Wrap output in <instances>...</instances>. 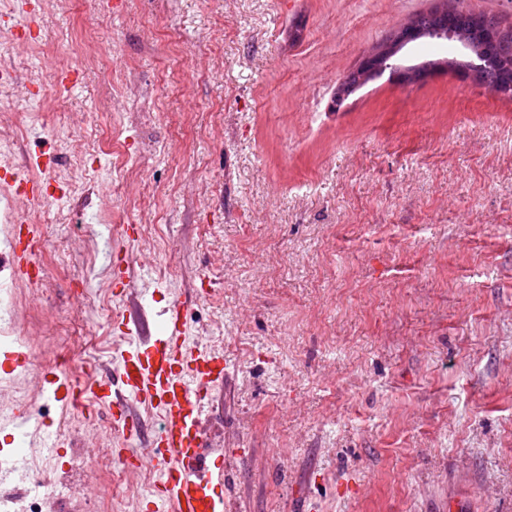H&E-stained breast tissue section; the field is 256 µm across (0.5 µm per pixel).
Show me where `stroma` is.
I'll return each instance as SVG.
<instances>
[{"mask_svg":"<svg viewBox=\"0 0 512 512\" xmlns=\"http://www.w3.org/2000/svg\"><path fill=\"white\" fill-rule=\"evenodd\" d=\"M442 2L118 0L91 17L71 0L33 27L27 70L90 29L96 65L78 45L65 95L0 87L29 115L0 164L36 178L53 154L66 191L26 208L45 274L19 283V316L54 314L104 368L126 310L113 250L158 306L199 289L187 331L230 370L207 425L228 512H512V97L449 70L331 107ZM24 349L9 393L49 431L143 447L92 395L78 412L46 399L63 351Z\"/></svg>","mask_w":512,"mask_h":512,"instance_id":"35a3bbf8","label":"stroma"}]
</instances>
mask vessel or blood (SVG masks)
Here are the masks:
<instances>
[{
  "instance_id": "b4317fda",
  "label": "vessel or blood",
  "mask_w": 512,
  "mask_h": 512,
  "mask_svg": "<svg viewBox=\"0 0 512 512\" xmlns=\"http://www.w3.org/2000/svg\"><path fill=\"white\" fill-rule=\"evenodd\" d=\"M57 165L55 156L39 161L43 179L15 177L13 188L27 201L45 199L47 176ZM40 240L26 216H18L7 251V262L17 280L38 284L43 269L34 255ZM185 301L169 302L152 318H141L127 327L113 371L98 376L94 385L100 401L115 411V424L130 430L140 422V408L157 411L160 424L151 435L149 460L161 475L160 495L168 512H226L223 496L210 493L213 484L223 483L222 459L207 460L208 445L203 419L219 402L227 376L222 350L190 340L184 321ZM30 362L19 345L0 344V385L26 374ZM44 393L72 405L82 388L55 366L43 375ZM0 432L24 437L30 447L52 448L56 442L42 427L39 415L29 407L0 409ZM27 469L26 460L9 457L0 466V484L18 486Z\"/></svg>"
}]
</instances>
